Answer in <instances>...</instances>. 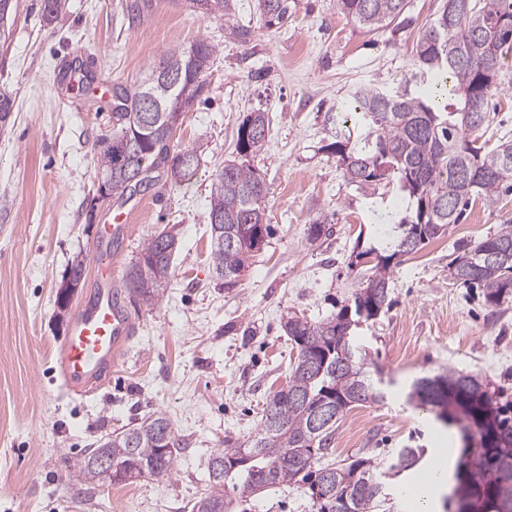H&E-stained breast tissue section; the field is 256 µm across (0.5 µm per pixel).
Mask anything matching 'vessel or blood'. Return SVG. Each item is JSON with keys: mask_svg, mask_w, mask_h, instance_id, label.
I'll list each match as a JSON object with an SVG mask.
<instances>
[{"mask_svg": "<svg viewBox=\"0 0 512 512\" xmlns=\"http://www.w3.org/2000/svg\"><path fill=\"white\" fill-rule=\"evenodd\" d=\"M126 218L123 212L113 216L99 240L100 248H108L126 235ZM114 281L111 265H99L90 298L59 345L56 361L62 386L69 394L87 396L104 386L112 376L118 351L132 338L133 326Z\"/></svg>", "mask_w": 512, "mask_h": 512, "instance_id": "vessel-or-blood-1", "label": "vessel or blood"}]
</instances>
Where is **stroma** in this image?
I'll list each match as a JSON object with an SVG mask.
<instances>
[{
	"label": "stroma",
	"mask_w": 512,
	"mask_h": 512,
	"mask_svg": "<svg viewBox=\"0 0 512 512\" xmlns=\"http://www.w3.org/2000/svg\"><path fill=\"white\" fill-rule=\"evenodd\" d=\"M124 0H66L47 20L42 0H18L10 36L0 45V86L15 97L0 132V512H187L208 489V462L254 434L263 405L287 382L297 348L282 329L291 314L318 321L350 303L369 268L352 265L358 237L375 232L377 214L403 209L389 185L362 190L346 182L326 144L325 119L359 86L390 92L412 83L420 31L441 0H410L402 24L370 31L338 0H297L286 25L267 28L258 0H238L249 42L229 35L223 18L202 17L186 0H154L135 28ZM211 35L220 53L207 89L173 141L197 150L191 180L166 166L146 191L102 196L94 154L112 132V87L136 85L166 49ZM262 79H254L255 71ZM270 132L251 164L269 186L271 232L235 284L210 263L211 175L236 155L237 130L253 111ZM512 136V53L489 104L485 138ZM127 214L118 251H99L105 220ZM512 220V193L494 205L475 201L462 221L390 266L388 300L356 330L382 380L384 398L353 406L337 422L332 455L361 449L385 460L411 445L435 448L458 424L412 406V381L442 368L479 375L500 401H512V298L489 305L482 289L453 282L456 245L497 234ZM330 227L311 239V224ZM174 233L179 249L162 300L128 304L135 334L111 380L97 393L67 394L56 365L89 288L67 308L56 291L68 265L84 258L87 276L112 264L123 276L145 242ZM160 411L189 442L175 471L132 484L76 485L69 462L106 434ZM247 512H314L307 484L279 485L245 497Z\"/></svg>",
	"instance_id": "35a3bbf8"
}]
</instances>
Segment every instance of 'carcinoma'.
I'll list each match as a JSON object with an SVG mask.
<instances>
[{
	"mask_svg": "<svg viewBox=\"0 0 512 512\" xmlns=\"http://www.w3.org/2000/svg\"><path fill=\"white\" fill-rule=\"evenodd\" d=\"M202 16L222 17L231 32L245 39L249 30L236 23V0H189ZM342 11L370 31L389 27L404 16L409 0H339ZM152 0H126L129 26L149 15ZM296 0H259L268 28L283 26ZM16 0H0V42H6ZM512 50V0H443L439 11L419 35L416 66L431 76L422 93L390 95L372 86L357 88L346 103L325 120L344 177L369 188L384 179L408 198L402 213L387 212L389 232L367 243L355 260H376L366 285L333 316L311 322L288 316L284 329L298 348L288 382L270 395L258 428L244 448H226L216 455L221 466L208 462L210 490L194 502L191 512H237L235 491L260 493L275 485L309 482L315 512H375L384 498V477L414 469L426 455L423 448H400L379 461L358 456L346 465L323 459L330 453L336 422L351 407L378 401L384 393L373 378V362L354 344L352 321L365 313L380 314L389 290V267L398 255L414 252L443 235L472 200L495 202L500 190L512 191V141L492 148L479 142L486 128L488 97L496 85L505 54ZM219 45L206 35L189 46L164 51L135 86L112 85V135L101 140L96 167L108 194L122 198L150 187L145 173L160 163L170 175L189 180L200 159L189 148L171 145V113L186 111L204 92L207 73ZM12 93L0 88V129L9 123ZM364 136L354 137L361 125ZM269 130L263 112H251L237 132L239 158L226 160L212 178L209 199L212 270L229 284L248 266L254 252L252 230L268 232L264 176L245 158L262 150ZM512 246V224L466 248L448 263L457 283L483 289L490 304L512 296V260L488 258L500 243ZM177 238L167 232L147 240L123 279L124 292L146 306L162 298L172 275ZM440 386L433 394L412 383L410 401L431 407L435 419L461 424L476 451L458 459L459 489L493 508L499 499L512 502V407L498 405L495 394L478 376L443 369L430 376ZM187 440L176 434L171 420L156 411L141 422L114 432L70 463L74 481L82 486L129 484L175 469ZM104 450L112 457V477L90 467L91 456Z\"/></svg>",
	"mask_w": 512,
	"mask_h": 512,
	"instance_id": "obj_1",
	"label": "carcinoma"
}]
</instances>
